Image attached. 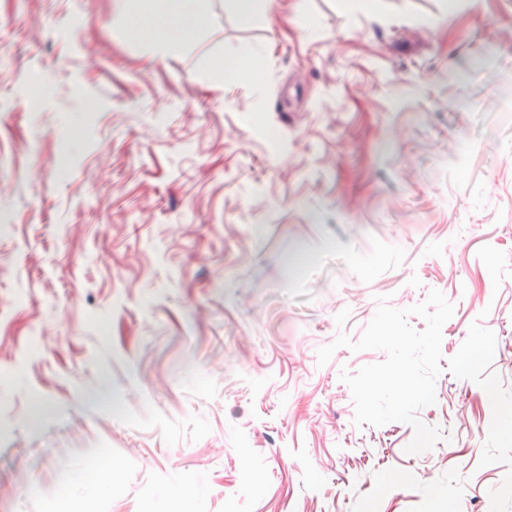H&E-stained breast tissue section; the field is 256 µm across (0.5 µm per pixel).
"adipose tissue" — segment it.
<instances>
[{"mask_svg":"<svg viewBox=\"0 0 512 512\" xmlns=\"http://www.w3.org/2000/svg\"><path fill=\"white\" fill-rule=\"evenodd\" d=\"M128 6L137 19L135 34L153 56L180 47L200 24L195 0H175L174 9L162 23L155 20V0H128Z\"/></svg>","mask_w":512,"mask_h":512,"instance_id":"ef3b65f1","label":"adipose tissue"}]
</instances>
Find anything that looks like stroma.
<instances>
[{
  "instance_id": "1",
  "label": "stroma",
  "mask_w": 512,
  "mask_h": 512,
  "mask_svg": "<svg viewBox=\"0 0 512 512\" xmlns=\"http://www.w3.org/2000/svg\"><path fill=\"white\" fill-rule=\"evenodd\" d=\"M200 11L0 0V512H512V0ZM433 289L409 454L317 351ZM155 0H129L130 11L137 19L135 35L152 57L180 47L182 40L200 24L195 0H174V9L163 23L155 22Z\"/></svg>"
}]
</instances>
